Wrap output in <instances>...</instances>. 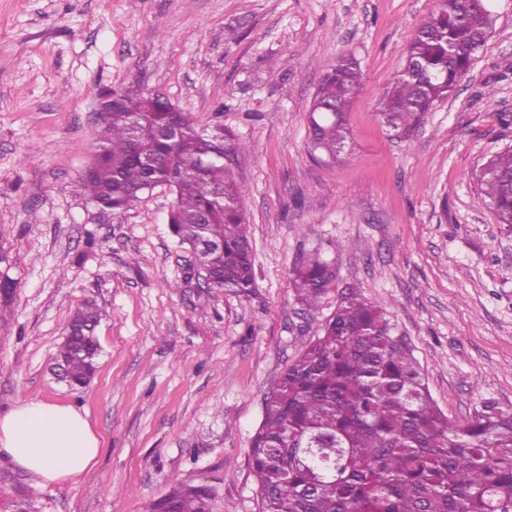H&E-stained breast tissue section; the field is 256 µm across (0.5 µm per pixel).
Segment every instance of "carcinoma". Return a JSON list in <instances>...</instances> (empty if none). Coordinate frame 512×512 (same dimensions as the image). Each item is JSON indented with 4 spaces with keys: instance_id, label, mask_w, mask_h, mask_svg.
Wrapping results in <instances>:
<instances>
[{
    "instance_id": "cac0c4a2",
    "label": "carcinoma",
    "mask_w": 512,
    "mask_h": 512,
    "mask_svg": "<svg viewBox=\"0 0 512 512\" xmlns=\"http://www.w3.org/2000/svg\"><path fill=\"white\" fill-rule=\"evenodd\" d=\"M492 27L483 0H438L383 95L381 116L395 135L410 134L456 89ZM362 85L354 58L324 65L309 108L312 151L339 159ZM101 101L108 112L92 132L96 151L83 177L89 198L121 212L152 184L166 183L175 194L170 230L198 246L209 286L249 295L255 269L247 206L231 166L201 164L211 141L163 97L108 91ZM476 179L498 223L512 226V149L484 162ZM334 279L327 262L307 256L293 269L291 288L312 311ZM102 318L94 303L79 307L58 348L74 388L92 378ZM250 461L258 512H512V405L488 401L466 422L448 421L405 337L349 287L322 335L265 398ZM147 512H209V496L176 481Z\"/></svg>"
}]
</instances>
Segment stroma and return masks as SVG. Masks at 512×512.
<instances>
[{
	"instance_id": "stroma-1",
	"label": "stroma",
	"mask_w": 512,
	"mask_h": 512,
	"mask_svg": "<svg viewBox=\"0 0 512 512\" xmlns=\"http://www.w3.org/2000/svg\"><path fill=\"white\" fill-rule=\"evenodd\" d=\"M485 3L495 24L469 73L397 139L382 96L437 0H0V415L41 398L100 441L83 474L46 486L0 455V512H145L176 480L207 489L210 512H257L264 400L350 284L407 337L449 421L512 404V227L474 176L512 147V0ZM340 55L364 87L328 163L309 153L308 109ZM106 88L163 96L203 136L250 145L234 175L252 295L189 276L169 186L121 213L89 200ZM310 253L338 276L313 313L290 287ZM88 301L107 312L100 356L72 389L50 367Z\"/></svg>"
}]
</instances>
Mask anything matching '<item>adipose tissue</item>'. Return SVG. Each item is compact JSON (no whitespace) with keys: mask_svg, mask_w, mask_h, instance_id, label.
Here are the masks:
<instances>
[{"mask_svg":"<svg viewBox=\"0 0 512 512\" xmlns=\"http://www.w3.org/2000/svg\"><path fill=\"white\" fill-rule=\"evenodd\" d=\"M0 451L42 483L82 474L96 459L98 439L72 407L32 398L0 417Z\"/></svg>","mask_w":512,"mask_h":512,"instance_id":"ef3b65f1","label":"adipose tissue"}]
</instances>
